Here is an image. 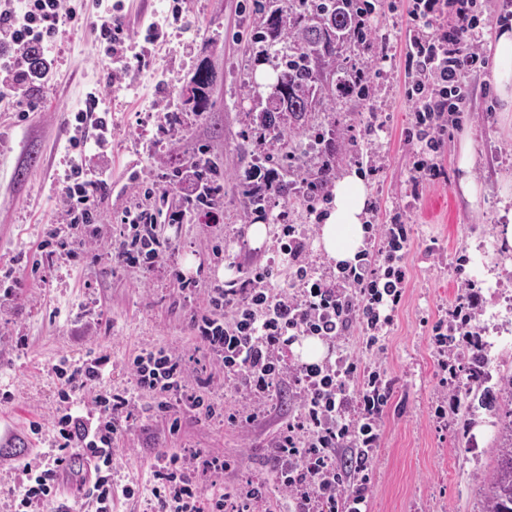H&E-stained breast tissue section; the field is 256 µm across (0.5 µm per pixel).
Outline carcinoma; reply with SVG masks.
<instances>
[{"label":"carcinoma","mask_w":512,"mask_h":512,"mask_svg":"<svg viewBox=\"0 0 512 512\" xmlns=\"http://www.w3.org/2000/svg\"><path fill=\"white\" fill-rule=\"evenodd\" d=\"M359 0H254L258 19L245 32L248 65L272 63L274 80L267 85L265 103L248 111L250 131L259 147L277 144L266 151L245 185L246 209L259 216L266 214L268 196L274 190L288 204L293 197V182L286 180L291 162L298 159V144L290 131H313L319 166L310 173L307 186L314 198L324 195L333 179L336 124L314 129L313 115L326 112L335 101L334 93L364 98L370 95L367 72L357 65H346L349 55L370 58L374 55L375 34L361 23ZM215 73L207 66L196 69L181 90L183 105L199 116L211 108L209 89ZM189 169L196 172L207 191L191 204L199 216L217 204L216 192L224 189V165L210 155H194ZM497 434L498 466L483 480L485 512H512V409Z\"/></svg>","instance_id":"carcinoma-1"}]
</instances>
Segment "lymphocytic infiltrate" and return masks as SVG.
Here are the masks:
<instances>
[{
    "label": "lymphocytic infiltrate",
    "instance_id": "lymphocytic-infiltrate-1",
    "mask_svg": "<svg viewBox=\"0 0 512 512\" xmlns=\"http://www.w3.org/2000/svg\"><path fill=\"white\" fill-rule=\"evenodd\" d=\"M411 14L422 25L411 37L406 58L415 73L406 140L420 145L410 169L412 182L420 184L437 177L434 154L461 122L472 93L469 76L488 65L480 43L495 22L512 21V15L487 19L480 0H412ZM76 16V7H65L63 0H0V99H15L20 112H29L32 104L18 98L17 88L39 78L30 53L47 54L60 26ZM75 121L84 131L69 142L65 225L52 229L46 241L70 261L101 240L97 208L106 172H89L87 160H106L99 142L109 132L100 116L79 112ZM153 195L146 190L143 202L122 212L113 248L116 266L148 271L160 264L164 209L152 204ZM281 234L283 255L294 270L292 291H275L274 272L267 267L252 268L242 282L211 286L203 312L192 316L193 338L235 384L248 410L246 423H253L273 397L296 390L300 412L272 445L275 482L295 512H368L370 459L389 399L384 369L350 358L292 364L286 354L301 336L332 342L356 326L372 346L388 335L407 283L409 227L394 215L371 235L381 244V262L370 261L364 250L356 264L330 275L305 259L301 225H282ZM479 305L477 293L464 291L456 299L454 323L433 324L440 371L448 369L449 336L466 333ZM110 362L102 354L74 366L55 365L62 383L53 421L58 451L35 461L19 456L21 477L13 490L17 512L48 505L54 512H71L60 494L67 482L80 494L82 512H112L113 444L134 416L130 392H100L89 405L82 398L103 380ZM131 375L132 392L153 396L162 414L177 405L207 418L217 414L200 393L206 379L189 387L181 358L170 351L141 350L131 361ZM234 467L229 457L160 452L148 498L151 512H257L268 500L266 485L249 482L225 489L223 477Z\"/></svg>",
    "mask_w": 512,
    "mask_h": 512
}]
</instances>
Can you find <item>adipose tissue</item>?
<instances>
[{
  "mask_svg": "<svg viewBox=\"0 0 512 512\" xmlns=\"http://www.w3.org/2000/svg\"><path fill=\"white\" fill-rule=\"evenodd\" d=\"M493 59L491 83L501 109L512 112V29L500 30L489 45ZM369 189L356 171H345L333 187V198L318 228L317 245L334 264L354 262L364 245V211Z\"/></svg>",
  "mask_w": 512,
  "mask_h": 512,
  "instance_id": "1",
  "label": "adipose tissue"
}]
</instances>
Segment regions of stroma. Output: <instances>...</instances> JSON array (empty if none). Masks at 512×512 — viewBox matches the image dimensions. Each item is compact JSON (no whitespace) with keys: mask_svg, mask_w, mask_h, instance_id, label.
Returning <instances> with one entry per match:
<instances>
[{"mask_svg":"<svg viewBox=\"0 0 512 512\" xmlns=\"http://www.w3.org/2000/svg\"><path fill=\"white\" fill-rule=\"evenodd\" d=\"M252 0H124L123 29L133 49L124 72L107 58L84 20L59 30L50 54L51 75L22 89L37 107L19 116L10 102H0V270H12V284L0 281V512H14V473L9 455L48 451V428L56 414L59 381L52 367L75 364L91 354L111 357L112 370L103 387L130 389L129 365L142 349L164 348L180 355L189 375L207 371L213 382L208 396L223 408L208 419L189 411L179 414L181 428L170 433L168 419L153 410L150 396L136 397L134 417L115 442L117 485L149 482L151 463L166 449L202 450L236 457L235 470L224 483L271 482V446L282 427V414L295 401L271 407L265 417L241 427L226 417L241 410L232 382L214 367L206 350L191 337V316L205 306L204 290L221 281L224 264L204 251L206 240L238 243L233 278L271 265L277 282L287 285L293 269L282 263L270 241L253 245L247 228L243 184L260 150L244 136L248 77L234 38L249 15ZM396 10L376 16L383 39L375 64L369 100L336 99V170L356 168L371 153L381 167L365 174L371 190L366 220L390 223L403 212L411 226V244L404 257L408 282L396 321L382 350L367 349L359 329H351L329 347L331 357L348 356L387 371L390 398L380 421V446L370 462L369 512H482L481 482L494 470L498 451L488 439L470 454L453 425L439 423L433 407L445 397L430 341V323L447 318L464 284H472L481 304L475 325L495 323L512 336V310L495 309L489 289L475 277L472 265L457 266L461 254L475 256L483 247L499 246L500 192L512 179V116L497 109L499 99L489 72L471 77L475 94L462 123L440 147L436 179L412 185L411 147L405 140L413 103L407 97L412 80L406 54L415 23L407 0ZM202 64L216 76L215 106L202 117H189L185 128L161 134L164 115L180 105V89ZM102 95L112 130L111 178L103 209L104 240L77 260L45 262L32 273L36 247L51 226L60 222L58 187L64 170V147L74 130V115L84 110L88 92ZM475 145L473 176L485 194L478 206L462 196L456 155L462 135ZM224 160V197L218 223L192 217L169 224L171 240L161 266L149 272L117 268L112 249L119 237L122 211L139 201L145 188L166 190L168 174L182 157L199 146ZM199 267L200 288L181 291L173 271L186 264ZM11 296H4V289ZM26 337L27 346L17 344ZM44 432L31 434V423Z\"/></svg>","mask_w":512,"mask_h":512,"instance_id":"1","label":"stroma"}]
</instances>
